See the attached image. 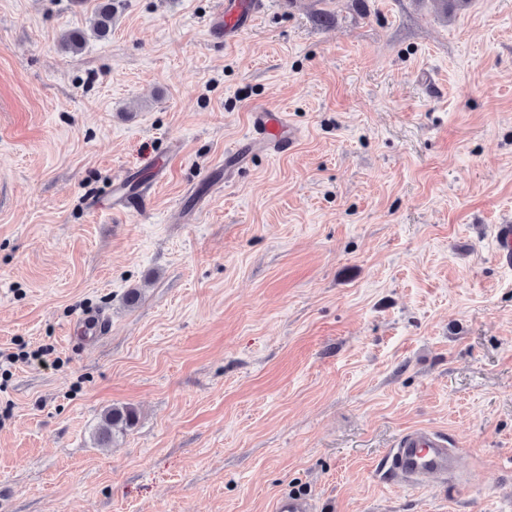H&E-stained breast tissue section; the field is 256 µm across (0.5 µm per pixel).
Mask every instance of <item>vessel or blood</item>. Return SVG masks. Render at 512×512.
<instances>
[{
    "mask_svg": "<svg viewBox=\"0 0 512 512\" xmlns=\"http://www.w3.org/2000/svg\"><path fill=\"white\" fill-rule=\"evenodd\" d=\"M264 8V0H224L210 17L211 36L228 45L236 42L243 31L255 24ZM297 135L285 113L268 106L254 107L246 135L224 153L226 174L243 168L254 154L288 151ZM494 238L498 261L512 269V221L496 225ZM458 461V453L450 450L443 436L414 428L404 433L392 448L389 467L403 481L414 483L424 478L447 479ZM274 512H318V507L309 495L292 492L277 496Z\"/></svg>",
    "mask_w": 512,
    "mask_h": 512,
    "instance_id": "obj_1",
    "label": "vessel or blood"
}]
</instances>
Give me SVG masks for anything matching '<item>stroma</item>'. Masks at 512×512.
<instances>
[{"label":"stroma","instance_id":"obj_1","mask_svg":"<svg viewBox=\"0 0 512 512\" xmlns=\"http://www.w3.org/2000/svg\"><path fill=\"white\" fill-rule=\"evenodd\" d=\"M215 2L70 53L98 0H0V512H512V0ZM257 105L300 137L225 175ZM415 427L448 481L385 472ZM265 8L263 0H224L211 15L208 28L213 39L230 45L252 27ZM134 175V173H130L114 184V190H112L113 210L126 208L132 186L142 183L141 178L139 176L134 177ZM495 252L503 267L512 269V221L496 224L494 230ZM102 421L95 438L99 443H109L114 441L116 432L126 431L135 425L137 411L131 405H114L105 411ZM316 501L307 494L287 493L277 496L274 512H317Z\"/></svg>","mask_w":512,"mask_h":512}]
</instances>
